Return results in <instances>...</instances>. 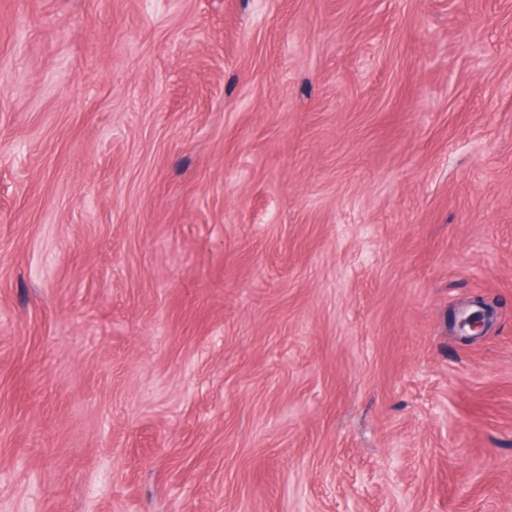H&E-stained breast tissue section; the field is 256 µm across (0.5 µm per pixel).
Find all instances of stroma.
I'll use <instances>...</instances> for the list:
<instances>
[{
	"label": "stroma",
	"mask_w": 512,
	"mask_h": 512,
	"mask_svg": "<svg viewBox=\"0 0 512 512\" xmlns=\"http://www.w3.org/2000/svg\"><path fill=\"white\" fill-rule=\"evenodd\" d=\"M0 512H512V0H0ZM475 309L465 310L454 316V325L460 338L469 342L481 336L489 325L491 311L482 301L472 304Z\"/></svg>",
	"instance_id": "35a3bbf8"
}]
</instances>
